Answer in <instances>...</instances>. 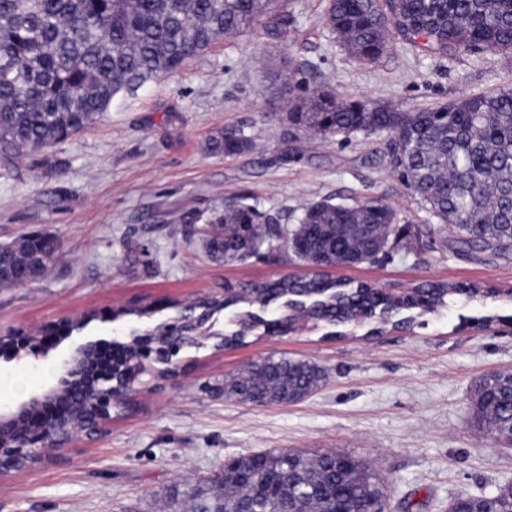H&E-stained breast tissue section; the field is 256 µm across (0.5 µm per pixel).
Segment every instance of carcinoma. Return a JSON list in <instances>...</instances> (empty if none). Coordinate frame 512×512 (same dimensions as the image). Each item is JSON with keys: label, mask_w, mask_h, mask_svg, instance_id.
<instances>
[{"label": "carcinoma", "mask_w": 512, "mask_h": 512, "mask_svg": "<svg viewBox=\"0 0 512 512\" xmlns=\"http://www.w3.org/2000/svg\"><path fill=\"white\" fill-rule=\"evenodd\" d=\"M277 0H0V144L31 154L65 141L94 124L127 91L170 75L221 37H234L263 18L276 25ZM327 26L356 59L373 63L394 41L426 56L461 49L512 54V0H331ZM288 84V121L326 138L354 134L389 137L387 163L439 224H449L468 246L512 250V89H501L415 111L369 98L343 99L330 86L309 87L296 71ZM252 136L237 126L209 142L215 155L249 150ZM219 233L206 242L217 261L245 262L263 247L289 237L295 257L327 268L376 263L390 257L394 212L376 199L360 203L320 200L306 205L292 226L240 199L210 213ZM57 249L21 236L0 257V286L23 287L43 278ZM229 292L195 301L193 316L180 318L185 335L205 329V315L225 305H255L272 297L317 306L307 310L330 325L353 322L359 311L396 315L388 296L354 295L346 284L323 276L228 285ZM483 297L473 285L427 283L416 288L406 310L434 312L448 299ZM260 318L239 313L224 344L240 343ZM320 374L310 364L269 356L224 383L222 391L250 402H281L286 390L309 393ZM476 418L499 435L512 433V373L484 377L475 396ZM247 471L266 481V496H252V512H275L274 488L286 467L282 452L249 455ZM293 463L318 487L292 489L302 512H344L354 499L378 494L372 474L350 456L295 454ZM491 512H512V485L474 503Z\"/></svg>", "instance_id": "carcinoma-1"}]
</instances>
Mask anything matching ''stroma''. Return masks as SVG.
Here are the masks:
<instances>
[{
  "label": "stroma",
  "mask_w": 512,
  "mask_h": 512,
  "mask_svg": "<svg viewBox=\"0 0 512 512\" xmlns=\"http://www.w3.org/2000/svg\"><path fill=\"white\" fill-rule=\"evenodd\" d=\"M330 0H281L284 24L258 22L222 38L177 72L114 101L84 131L41 152L0 153V243L41 231L59 244L49 274L23 287H0V333L54 325L46 363L78 341L110 344L114 331L174 320L187 303L224 283L275 281L309 268L282 247L245 262L212 260L199 220L238 197L292 224L303 205L377 199L396 215L391 260L331 269L333 278L393 293L436 282L469 284L483 300H459L417 315L408 330L372 333L370 324L334 328L319 320L281 336L264 328L227 348L232 310L214 314L201 348L182 350V371L141 375L131 408L107 431L79 438L57 459L0 476V512H162L174 491L215 474L229 459L287 449L348 455L376 474L387 512H448L462 493L481 496L512 484V446L473 419L476 382L512 370V252L459 243L386 162L388 138L358 134L336 141L289 125L281 79L300 70L310 84L343 97H368L405 110L512 88V58L461 50L421 55L395 42L376 63H360L328 29ZM254 134L249 151L211 154L225 126ZM195 222H187V215ZM149 249L142 263L125 249ZM162 302L137 319L139 301ZM86 319L82 331L71 321ZM319 366L322 385L288 404L255 406L215 396L209 385L269 355ZM45 379L0 350V403L22 400Z\"/></svg>",
  "instance_id": "obj_1"
}]
</instances>
